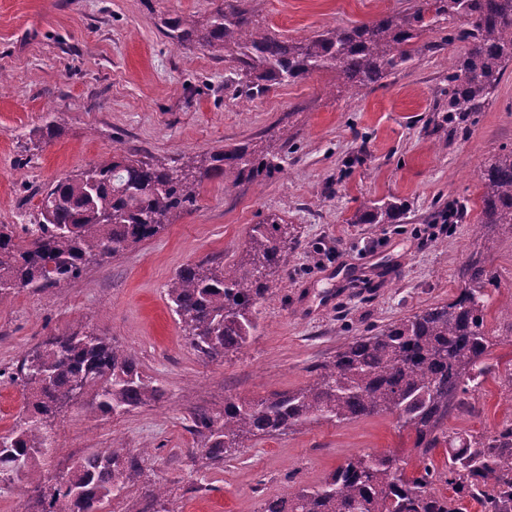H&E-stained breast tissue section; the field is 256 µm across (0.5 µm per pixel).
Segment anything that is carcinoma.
Segmentation results:
<instances>
[{"mask_svg": "<svg viewBox=\"0 0 512 512\" xmlns=\"http://www.w3.org/2000/svg\"><path fill=\"white\" fill-rule=\"evenodd\" d=\"M455 20L460 27L442 42L464 40L470 49L448 66V104L435 111L448 113L450 130L463 131L492 102L512 63V0H415L404 11L300 40L263 27L244 0H222L201 16L168 17L161 30L176 44L234 62L240 95L250 100L274 84L301 82L318 72L331 74L355 95L381 87L418 52L415 39L422 32L444 30ZM274 159L267 148L247 143L172 169L117 148L112 159L48 186L39 223L0 224V304L21 290L60 288L154 237L175 217L198 208L206 180L222 181L228 191L243 180L271 177L279 169ZM481 182L476 235L487 244L499 235L512 237L511 146L483 166ZM404 211L402 203H364L352 223L397 224ZM292 249L288 224L271 213L251 226L237 264L206 260L175 272L167 301L200 357L212 362L248 345L270 277L287 269ZM459 278L463 286L453 299L353 337L312 367L307 385L193 412L189 432L206 465H220L245 442L293 427L390 413L399 429L413 434L422 467L399 469L392 452L353 455L320 483L288 486L265 499L262 512H455L434 491L439 482L455 493L466 491L485 512H512L511 423L490 437L460 441L444 471L428 463L435 449L449 444L448 416L468 403L494 369L486 329V288L493 276L482 252L469 257ZM1 376L27 399L22 423L0 434V483L30 486L26 512H95L141 473L151 451L135 453L117 443L87 453L47 491L36 473L37 460L51 446L48 420L75 393L89 397L95 415H119L161 400L163 388L144 375L130 349L80 328L46 337L15 368L1 369ZM167 501L165 487L154 488L148 512H172Z\"/></svg>", "mask_w": 512, "mask_h": 512, "instance_id": "1", "label": "carcinoma"}]
</instances>
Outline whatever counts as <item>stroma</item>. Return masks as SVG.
I'll return each instance as SVG.
<instances>
[{
    "mask_svg": "<svg viewBox=\"0 0 512 512\" xmlns=\"http://www.w3.org/2000/svg\"><path fill=\"white\" fill-rule=\"evenodd\" d=\"M414 0H247L263 26L285 39L366 23ZM212 0H0V224H34L42 191L60 176L110 158L116 145L179 166L228 146L257 142L280 153L272 177L232 191L204 182L198 210L157 236L61 288L24 290L0 304V369L46 336L81 326L131 349L165 391L159 403L120 416L73 402L51 425L54 443L37 469L50 478L83 454L121 443L152 455L132 487L103 512H143L149 489L165 486L174 512H261L287 481L319 483L351 455L410 450L390 414L320 422L245 442L235 458L206 467L187 426L194 410L296 390L310 369L355 336L459 291V269L480 246L473 234L480 170L512 145V65L494 100L466 131L449 132L435 107L447 63L468 42L441 45L424 31L421 53L383 86L351 95L330 74L274 87L245 101L231 63L164 36L159 21L203 14ZM60 124L50 143L34 132ZM295 139L288 151L282 128ZM407 207L398 224H355L365 202ZM447 205L464 216L437 237L428 226ZM293 227L287 271L273 276L247 348L201 359L169 308L177 269L212 259L237 263L252 224L268 213ZM494 274L487 328L494 365L474 398L481 412L448 419V434H493L512 419V238L484 253Z\"/></svg>",
    "mask_w": 512,
    "mask_h": 512,
    "instance_id": "stroma-1",
    "label": "stroma"
}]
</instances>
